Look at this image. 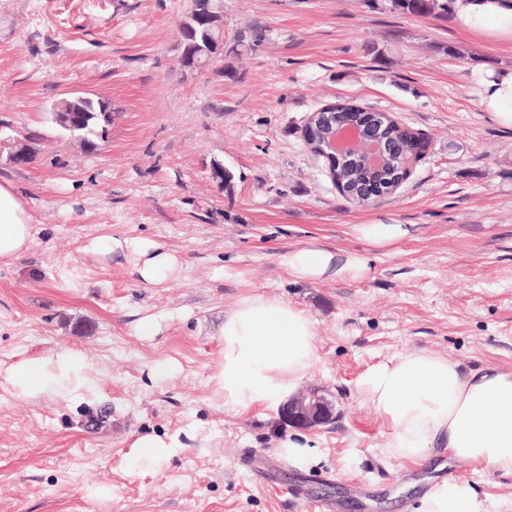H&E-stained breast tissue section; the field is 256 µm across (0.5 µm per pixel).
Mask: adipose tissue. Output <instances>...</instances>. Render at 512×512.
I'll list each match as a JSON object with an SVG mask.
<instances>
[{"label": "adipose tissue", "mask_w": 512, "mask_h": 512, "mask_svg": "<svg viewBox=\"0 0 512 512\" xmlns=\"http://www.w3.org/2000/svg\"><path fill=\"white\" fill-rule=\"evenodd\" d=\"M455 27L489 43H512V0H451ZM479 103L497 125L512 128V67L473 68ZM25 198L0 182V263L18 260L33 242ZM142 282L161 283L179 269L165 246H136ZM298 278L339 275L343 269L330 251L310 247L284 259ZM223 369L217 385L225 407L274 408L289 399L315 357V325L308 313L282 298L252 293L240 298L224 319ZM87 356L65 349L15 364L8 381L28 399L76 398L89 385ZM359 390L391 430L382 445L393 459L419 464L434 448L453 459L479 463L512 475V371L486 365L465 371L448 358L426 352L400 354L369 368ZM417 512H487L466 483H433L418 501Z\"/></svg>", "instance_id": "ef3b65f1"}]
</instances>
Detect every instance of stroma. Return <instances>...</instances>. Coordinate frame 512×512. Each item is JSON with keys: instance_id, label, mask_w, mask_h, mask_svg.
<instances>
[{"instance_id": "stroma-1", "label": "stroma", "mask_w": 512, "mask_h": 512, "mask_svg": "<svg viewBox=\"0 0 512 512\" xmlns=\"http://www.w3.org/2000/svg\"><path fill=\"white\" fill-rule=\"evenodd\" d=\"M188 0H0V121L32 135L33 159L0 181L28 201L30 249L0 265V512H416L458 466L490 512H512V476L436 449L414 465L381 455L387 425L357 381L426 351L470 368L512 370V130L479 105L474 67H512L449 15L388 0H223L224 42L263 28L255 50L202 72L180 67ZM229 75H220V68ZM79 91L112 104L88 153L49 121ZM341 99L394 113L428 143L406 181L375 205L340 195L306 147L311 112ZM221 161L231 189L209 177ZM400 224L377 247L363 224ZM174 252V279L142 283L112 239ZM318 245L362 270L303 280L283 259ZM304 310L317 359L304 386L326 391L334 421L307 431L315 457L278 449L277 411L225 408L220 332L240 297ZM154 321L153 335L137 325ZM62 348L91 362L79 400L17 397L8 368ZM172 361L173 377L156 378ZM181 445L133 473L142 434Z\"/></svg>"}]
</instances>
